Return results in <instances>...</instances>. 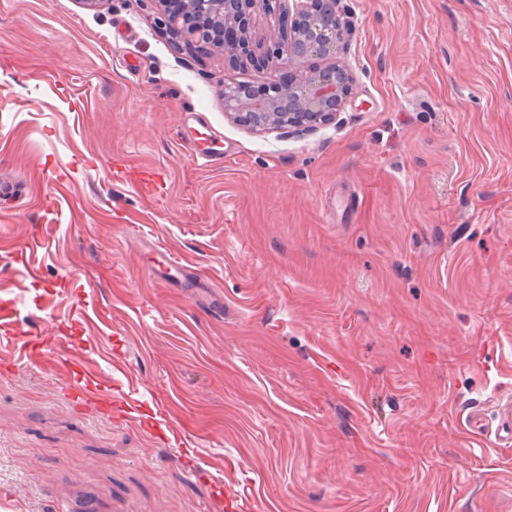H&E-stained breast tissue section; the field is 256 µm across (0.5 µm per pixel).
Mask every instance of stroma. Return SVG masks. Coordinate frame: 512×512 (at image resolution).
I'll list each match as a JSON object with an SVG mask.
<instances>
[{
    "mask_svg": "<svg viewBox=\"0 0 512 512\" xmlns=\"http://www.w3.org/2000/svg\"><path fill=\"white\" fill-rule=\"evenodd\" d=\"M345 2L298 135L161 0H0V512H512V0Z\"/></svg>",
    "mask_w": 512,
    "mask_h": 512,
    "instance_id": "1",
    "label": "stroma"
}]
</instances>
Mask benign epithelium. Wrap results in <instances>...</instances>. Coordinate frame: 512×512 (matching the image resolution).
<instances>
[{"label": "benign epithelium", "instance_id": "obj_1", "mask_svg": "<svg viewBox=\"0 0 512 512\" xmlns=\"http://www.w3.org/2000/svg\"><path fill=\"white\" fill-rule=\"evenodd\" d=\"M283 23L272 24L268 58H284L288 81H226L220 90L225 115L252 132L309 131L335 121L355 95L350 73L333 62L304 68L313 56H334L355 24L342 0H291ZM281 0H192L186 13L169 16L172 29L214 48L230 65L252 55L247 36L250 16L273 15Z\"/></svg>", "mask_w": 512, "mask_h": 512}]
</instances>
